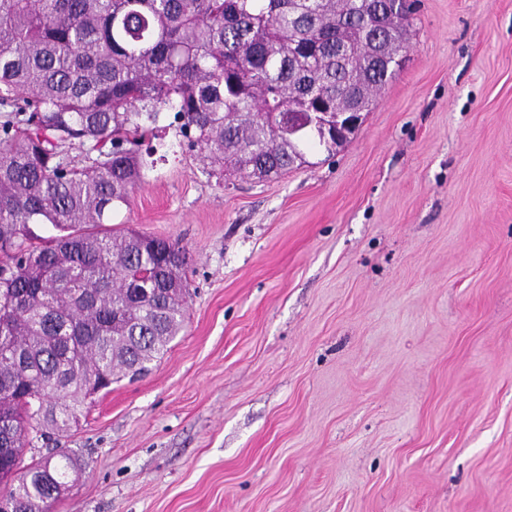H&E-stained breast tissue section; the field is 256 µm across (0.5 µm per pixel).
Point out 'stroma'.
Segmentation results:
<instances>
[{
    "instance_id": "1",
    "label": "stroma",
    "mask_w": 512,
    "mask_h": 512,
    "mask_svg": "<svg viewBox=\"0 0 512 512\" xmlns=\"http://www.w3.org/2000/svg\"><path fill=\"white\" fill-rule=\"evenodd\" d=\"M334 156L161 160L114 228L186 248L180 333L58 445L53 512H512V0H417Z\"/></svg>"
}]
</instances>
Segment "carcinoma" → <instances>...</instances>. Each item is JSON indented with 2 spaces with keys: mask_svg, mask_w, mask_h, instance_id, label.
Here are the masks:
<instances>
[{
  "mask_svg": "<svg viewBox=\"0 0 512 512\" xmlns=\"http://www.w3.org/2000/svg\"><path fill=\"white\" fill-rule=\"evenodd\" d=\"M409 0H0V503L51 512L78 464L25 452L148 371L182 331L185 249L107 229L174 113L210 172L258 178L336 146L319 116L367 112L407 49ZM91 144L80 163L64 148ZM56 234L36 243L29 225Z\"/></svg>",
  "mask_w": 512,
  "mask_h": 512,
  "instance_id": "cac0c4a2",
  "label": "carcinoma"
}]
</instances>
